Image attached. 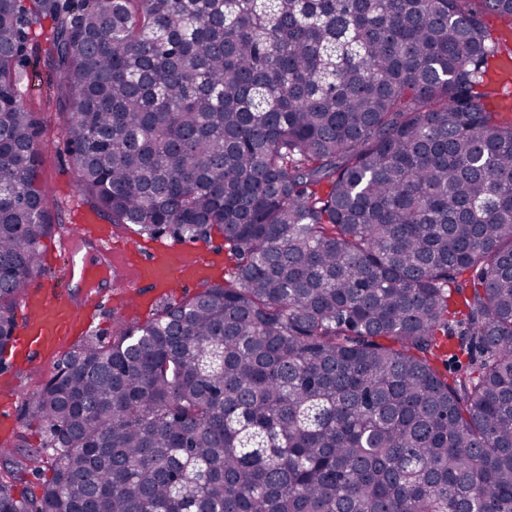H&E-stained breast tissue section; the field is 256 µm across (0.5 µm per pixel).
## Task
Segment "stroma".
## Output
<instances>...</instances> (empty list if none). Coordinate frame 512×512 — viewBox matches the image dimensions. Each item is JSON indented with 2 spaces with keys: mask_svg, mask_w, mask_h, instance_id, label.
<instances>
[{
  "mask_svg": "<svg viewBox=\"0 0 512 512\" xmlns=\"http://www.w3.org/2000/svg\"><path fill=\"white\" fill-rule=\"evenodd\" d=\"M50 22L34 26L30 32L37 52L28 67L29 77L22 88L29 108L36 112L41 122V157L39 175L48 189L47 204L53 213L59 214L65 226L77 227L78 212H90L91 207L76 189L75 169L67 151L65 124L66 115L57 100V76L44 64L43 51L50 34ZM62 236L53 235L43 241L44 270L36 276L28 290L29 295L41 293L45 284H54L58 291L68 287L69 255L62 247ZM112 246L125 251L131 262L164 249H172L197 260L198 264L210 266L211 279L215 282L227 278L231 262L221 237L211 241H179L168 236L156 240L137 234L133 227L117 224L113 227ZM200 282L185 281L180 287L141 283L137 291V304L127 307L121 301L101 302L97 309H83L73 332L74 341H81L91 334L108 333L117 317L130 321H143L159 311L164 304L181 301L195 294ZM57 356H46L36 361H27L18 353L0 358V445L11 444L17 435H26L32 445H40L45 437L38 425L25 424L23 404L26 396L39 389L55 371Z\"/></svg>",
  "mask_w": 512,
  "mask_h": 512,
  "instance_id": "obj_1",
  "label": "stroma"
}]
</instances>
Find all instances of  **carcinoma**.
Listing matches in <instances>:
<instances>
[{
    "mask_svg": "<svg viewBox=\"0 0 512 512\" xmlns=\"http://www.w3.org/2000/svg\"><path fill=\"white\" fill-rule=\"evenodd\" d=\"M484 12L512 29V0H0V356L61 227L20 91L35 23L80 195L233 261L64 356L24 401L45 441L0 446V512H512Z\"/></svg>",
    "mask_w": 512,
    "mask_h": 512,
    "instance_id": "cac0c4a2",
    "label": "carcinoma"
}]
</instances>
